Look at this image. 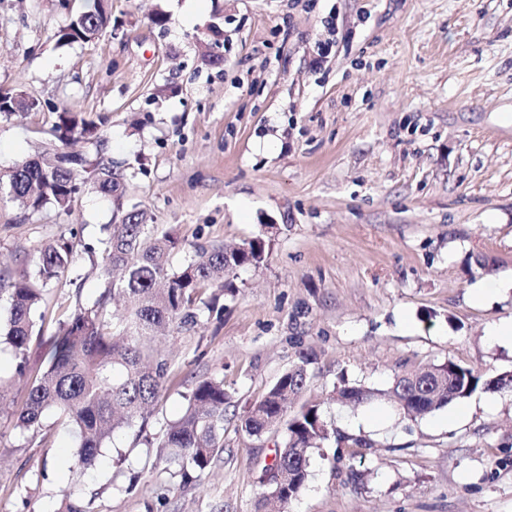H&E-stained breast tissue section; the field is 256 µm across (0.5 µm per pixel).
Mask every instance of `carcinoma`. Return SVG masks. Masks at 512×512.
I'll return each instance as SVG.
<instances>
[{
    "mask_svg": "<svg viewBox=\"0 0 512 512\" xmlns=\"http://www.w3.org/2000/svg\"><path fill=\"white\" fill-rule=\"evenodd\" d=\"M58 8L70 14L67 26L53 32L59 47H83L112 29V11L102 0H85L75 11L62 0ZM35 109L55 116L53 136L60 146L0 172V191L25 211L48 206L66 211L74 197L90 186L113 201L118 222L107 226L100 264L106 286L88 306L80 305L60 322L51 338L48 366L36 374L26 402L17 414L16 427L29 431L40 425L44 412L53 409L72 425L79 438L75 465L96 460L114 434L137 429L136 437L157 444L163 459L173 468L170 477L186 482L204 473L224 452V406L228 394L224 379L206 377L188 396L185 412L160 428L158 437L145 435L154 406L171 378L166 353L153 345L157 331L170 325H196L204 312L215 311L205 300L210 288L232 286L230 278L245 268L261 266L271 240L259 234L243 242L237 256H226L224 246L193 247L178 271L172 258L185 250L171 232L149 230L141 209L123 206L124 175L82 153L68 150L81 138L99 148L104 138L98 124L66 106L35 99ZM74 246L61 238L41 250L35 274L28 273L3 284L10 297L9 315L0 333L11 345L23 367L34 336V315L42 299V287L56 280L75 262ZM316 362L313 352L302 350L296 362L241 416V431L251 437L285 427L273 463L265 469L263 486L281 502L297 497L309 478L312 454L326 442L370 448L364 437L345 436L328 424L318 403L293 410L304 392ZM512 391V372L495 376L447 360L429 364L394 378L379 390L341 381L337 400L362 405L386 398L404 418L416 421L471 397L477 392ZM92 501L66 494L58 512H94Z\"/></svg>",
    "mask_w": 512,
    "mask_h": 512,
    "instance_id": "cac0c4a2",
    "label": "carcinoma"
}]
</instances>
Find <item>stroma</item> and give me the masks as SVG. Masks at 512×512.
I'll return each instance as SVG.
<instances>
[{
	"mask_svg": "<svg viewBox=\"0 0 512 512\" xmlns=\"http://www.w3.org/2000/svg\"><path fill=\"white\" fill-rule=\"evenodd\" d=\"M117 35L58 48L68 17L52 0H0V87L104 115L108 146L85 142L127 181L126 206L188 245L268 233L265 262L239 271L220 316L160 338L175 380L149 422L185 410L198 380L223 378L224 452L170 487L134 433L94 465L73 459L74 428L45 411L14 426L58 321L92 303L112 205L82 193L70 211L27 212L0 196V279L34 272L41 248L71 241L74 268L40 305L25 372L0 339V505L56 512L64 489L95 512H512V392L478 393L417 421L387 400L332 402L339 377L387 388L406 369L454 360L512 371V0H110ZM169 15L155 26L154 13ZM223 46L210 65L204 44ZM54 117L0 120V168L48 150ZM317 361L307 392L342 432L370 439L317 450L300 495L262 500L281 433L239 427L298 350Z\"/></svg>",
	"mask_w": 512,
	"mask_h": 512,
	"instance_id": "obj_1",
	"label": "stroma"
}]
</instances>
